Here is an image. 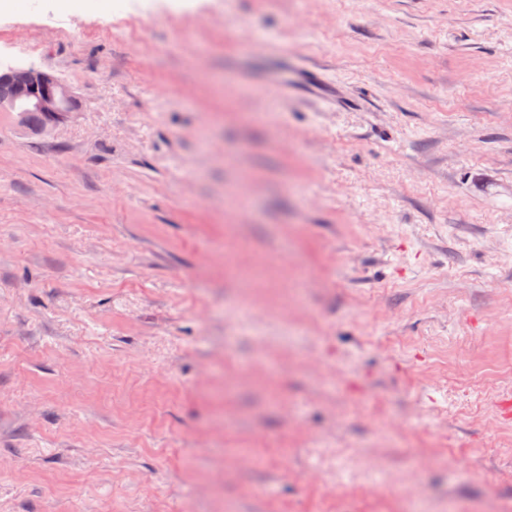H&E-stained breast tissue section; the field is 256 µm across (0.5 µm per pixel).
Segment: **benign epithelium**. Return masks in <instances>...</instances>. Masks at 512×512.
Listing matches in <instances>:
<instances>
[{
  "instance_id": "benign-epithelium-1",
  "label": "benign epithelium",
  "mask_w": 512,
  "mask_h": 512,
  "mask_svg": "<svg viewBox=\"0 0 512 512\" xmlns=\"http://www.w3.org/2000/svg\"><path fill=\"white\" fill-rule=\"evenodd\" d=\"M77 110L76 97L59 77L34 67L0 69V112H15L24 124L27 113L38 112L47 127Z\"/></svg>"
}]
</instances>
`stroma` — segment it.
<instances>
[{
	"mask_svg": "<svg viewBox=\"0 0 512 512\" xmlns=\"http://www.w3.org/2000/svg\"><path fill=\"white\" fill-rule=\"evenodd\" d=\"M0 64L80 102L0 112V512H512V0H21Z\"/></svg>",
	"mask_w": 512,
	"mask_h": 512,
	"instance_id": "35a3bbf8",
	"label": "stroma"
}]
</instances>
